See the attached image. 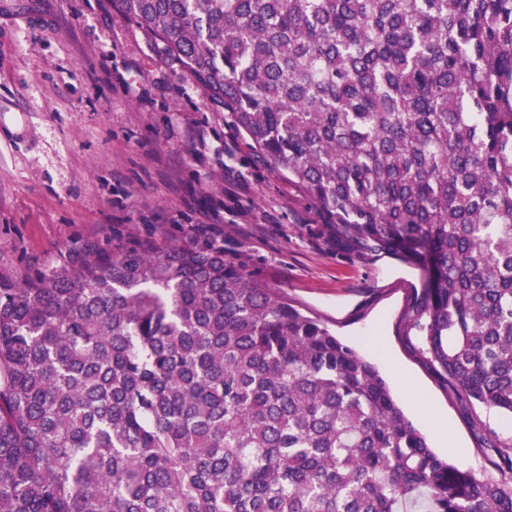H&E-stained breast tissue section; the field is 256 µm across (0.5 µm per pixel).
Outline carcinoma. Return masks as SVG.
Returning a JSON list of instances; mask_svg holds the SVG:
<instances>
[{"label": "carcinoma", "mask_w": 512, "mask_h": 512, "mask_svg": "<svg viewBox=\"0 0 512 512\" xmlns=\"http://www.w3.org/2000/svg\"><path fill=\"white\" fill-rule=\"evenodd\" d=\"M113 3L337 245L426 267L403 331L512 420V0ZM0 512H512V488L244 262L133 240L0 280Z\"/></svg>", "instance_id": "cac0c4a2"}]
</instances>
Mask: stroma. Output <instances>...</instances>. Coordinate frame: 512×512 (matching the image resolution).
Wrapping results in <instances>:
<instances>
[{
  "label": "stroma",
  "mask_w": 512,
  "mask_h": 512,
  "mask_svg": "<svg viewBox=\"0 0 512 512\" xmlns=\"http://www.w3.org/2000/svg\"><path fill=\"white\" fill-rule=\"evenodd\" d=\"M133 239L222 240L372 362L433 450H444L436 413L462 448L450 463L465 455L505 481L473 421L506 440L512 422L471 413L402 334L420 266L337 247L302 190L256 161L227 113L109 0H0V279L74 269Z\"/></svg>",
  "instance_id": "1"
}]
</instances>
